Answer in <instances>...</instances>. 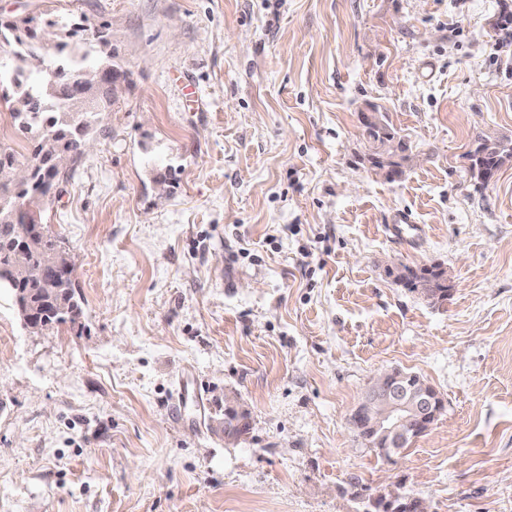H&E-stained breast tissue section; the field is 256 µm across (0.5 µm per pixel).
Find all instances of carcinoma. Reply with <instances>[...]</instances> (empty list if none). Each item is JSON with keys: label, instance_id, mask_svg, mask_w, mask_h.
I'll return each instance as SVG.
<instances>
[{"label": "carcinoma", "instance_id": "cac0c4a2", "mask_svg": "<svg viewBox=\"0 0 512 512\" xmlns=\"http://www.w3.org/2000/svg\"><path fill=\"white\" fill-rule=\"evenodd\" d=\"M83 31L85 28L67 20L37 25L31 18L0 17V49L11 56L16 72L10 97L12 118L31 147L28 172L21 175L16 173L18 162L13 152L0 145V288L12 291L18 315L37 332L79 319L82 299L69 270L71 257L47 225H41V231L20 250L15 240L20 229L38 223V214L51 201L61 173L55 161L80 160L83 143L97 132L99 112L112 111L116 88L107 77L119 75L121 69L113 61L108 28L94 29L82 40L74 39ZM40 62L49 64L54 75H46L38 67ZM83 96L97 111H73ZM372 111L376 113L374 120L363 123L371 144L368 162L375 173L393 180L402 175L410 156L377 106H372ZM511 155L512 147L482 139L468 154L469 171L483 182ZM32 265L53 267L63 275L20 284L19 270ZM389 275L394 283L427 290L438 301L448 299L452 288L439 264L416 269L405 265L389 271Z\"/></svg>", "mask_w": 512, "mask_h": 512}]
</instances>
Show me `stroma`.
<instances>
[{
	"label": "stroma",
	"mask_w": 512,
	"mask_h": 512,
	"mask_svg": "<svg viewBox=\"0 0 512 512\" xmlns=\"http://www.w3.org/2000/svg\"><path fill=\"white\" fill-rule=\"evenodd\" d=\"M503 0H0L109 24L126 73L42 221L78 324L0 289V512H512V143ZM378 105L413 158L370 170ZM417 236L395 239L394 212ZM434 262L432 304L388 260ZM445 410L391 457L350 416L383 369ZM249 414L217 430L228 400ZM511 155L512 147L497 140L481 138L477 147L467 155L470 162L469 171L473 178L483 183L488 173L493 170L497 172L503 164V159ZM389 273V274H388ZM387 275H393V281L411 290H427L438 301L448 299V292L453 285L448 281L446 274L439 264H431L419 268H411L406 265L402 269L389 270Z\"/></svg>",
	"instance_id": "1"
}]
</instances>
